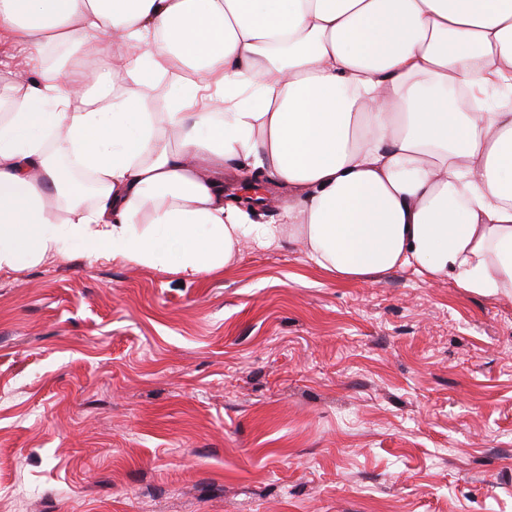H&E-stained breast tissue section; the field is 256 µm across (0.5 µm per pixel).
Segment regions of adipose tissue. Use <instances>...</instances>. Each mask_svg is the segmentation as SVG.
Returning a JSON list of instances; mask_svg holds the SVG:
<instances>
[{"label": "adipose tissue", "instance_id": "1", "mask_svg": "<svg viewBox=\"0 0 512 512\" xmlns=\"http://www.w3.org/2000/svg\"><path fill=\"white\" fill-rule=\"evenodd\" d=\"M0 273L302 244L512 296V0H0ZM267 174L281 223L225 178Z\"/></svg>", "mask_w": 512, "mask_h": 512}]
</instances>
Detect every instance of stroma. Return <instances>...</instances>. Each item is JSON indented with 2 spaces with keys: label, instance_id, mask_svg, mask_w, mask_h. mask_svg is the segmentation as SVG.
<instances>
[{
  "label": "stroma",
  "instance_id": "1",
  "mask_svg": "<svg viewBox=\"0 0 512 512\" xmlns=\"http://www.w3.org/2000/svg\"><path fill=\"white\" fill-rule=\"evenodd\" d=\"M0 512H512V297L72 241L0 274Z\"/></svg>",
  "mask_w": 512,
  "mask_h": 512
}]
</instances>
